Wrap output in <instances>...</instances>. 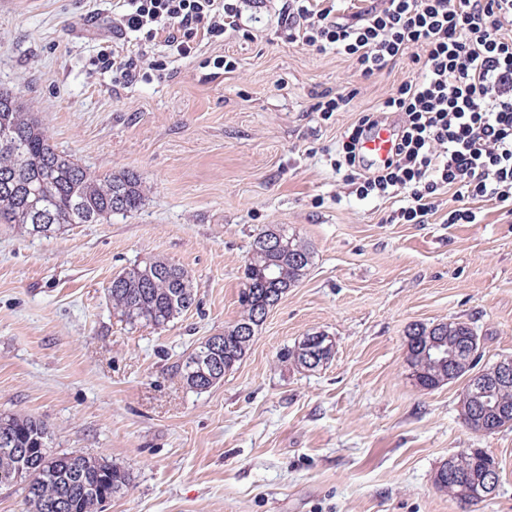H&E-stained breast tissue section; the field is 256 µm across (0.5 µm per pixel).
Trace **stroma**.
Wrapping results in <instances>:
<instances>
[{
    "label": "stroma",
    "instance_id": "stroma-1",
    "mask_svg": "<svg viewBox=\"0 0 512 512\" xmlns=\"http://www.w3.org/2000/svg\"><path fill=\"white\" fill-rule=\"evenodd\" d=\"M283 3L248 0L240 31L127 85L93 64L112 0H0V89L79 165L133 171L145 190L134 212L47 238L0 224V414L43 421L54 452L127 470L103 512H512V429H469L465 379L421 390L405 348L410 325L457 319L482 365L512 356V214L476 199L472 224L444 205L391 224L396 199L357 195L330 154L415 65L362 80L346 56L289 43ZM222 54L234 71L210 66ZM325 90L354 98L326 119ZM273 227L310 245L306 275L220 384L190 389L182 362L238 320L251 245ZM154 259L189 271L196 303L129 325L108 288ZM318 331L336 341L326 365L279 362ZM465 448L500 471L469 506L435 485Z\"/></svg>",
    "mask_w": 512,
    "mask_h": 512
}]
</instances>
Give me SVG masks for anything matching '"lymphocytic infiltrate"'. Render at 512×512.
<instances>
[{"label": "lymphocytic infiltrate", "mask_w": 512, "mask_h": 512, "mask_svg": "<svg viewBox=\"0 0 512 512\" xmlns=\"http://www.w3.org/2000/svg\"><path fill=\"white\" fill-rule=\"evenodd\" d=\"M241 3L116 0L96 60L126 82L149 80L160 68L151 48L187 58L199 41H223L240 26ZM281 25L289 42L344 55L365 79L407 54L418 67L341 137L333 164L361 196L403 197L397 214L410 224L427 223L445 189L452 224L475 222L474 199L512 207V0H372L345 23L336 0H286ZM388 122L394 149L370 163L362 141Z\"/></svg>", "instance_id": "lymphocytic-infiltrate-1"}]
</instances>
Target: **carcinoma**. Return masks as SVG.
<instances>
[{"instance_id": "1", "label": "carcinoma", "mask_w": 512, "mask_h": 512, "mask_svg": "<svg viewBox=\"0 0 512 512\" xmlns=\"http://www.w3.org/2000/svg\"><path fill=\"white\" fill-rule=\"evenodd\" d=\"M11 139L0 140V224H16L24 231L49 237L69 224H92L114 214L139 209L144 189L138 176L123 171L98 176L70 155L57 151L49 138L16 96L0 91V131ZM260 233L251 245L245 264V286L239 294V319L212 337L217 377L200 380L191 372L193 358L209 350L205 342L182 363V376L189 388L205 391L224 381V374L241 362L252 339L250 331L263 323L261 310L284 295L288 284H297L312 261L311 247L304 241L282 234L284 247L278 252L264 245ZM275 267L283 280L267 281L264 274ZM112 309L129 324L163 327L188 311L196 302L193 279L185 269L163 260L135 265L112 280L108 288ZM474 336L465 321L440 322L432 327L415 324L406 336V361L417 386L434 390L448 383V365L424 356L430 338L455 351L457 366L453 379L473 372L463 347ZM302 346L285 348L279 361L306 369ZM490 402L509 411L505 421L491 423L480 418L465 424L479 433H496L512 428V385L487 390ZM0 485L26 483L28 512H100L102 504L121 495L130 485V474L104 457L81 452L58 454L51 450L50 435L43 421L15 415L0 416ZM495 463L484 452L457 458L455 481L474 480Z\"/></svg>"}]
</instances>
